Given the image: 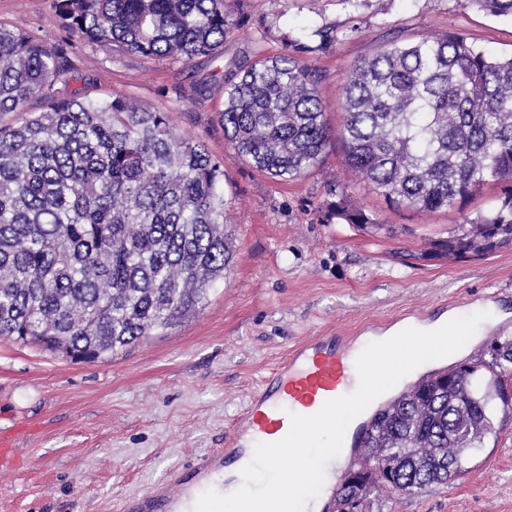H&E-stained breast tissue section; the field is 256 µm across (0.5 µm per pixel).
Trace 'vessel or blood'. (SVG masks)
Segmentation results:
<instances>
[{"instance_id":"1","label":"vessel or blood","mask_w":512,"mask_h":512,"mask_svg":"<svg viewBox=\"0 0 512 512\" xmlns=\"http://www.w3.org/2000/svg\"><path fill=\"white\" fill-rule=\"evenodd\" d=\"M353 345L322 336L293 348L274 365L262 389L235 421L225 447L170 472L166 480L129 495L124 512H216L227 485L224 470L252 460L251 446L284 438L291 414L312 415L356 390Z\"/></svg>"}]
</instances>
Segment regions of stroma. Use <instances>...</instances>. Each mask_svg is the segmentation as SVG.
<instances>
[{
    "mask_svg": "<svg viewBox=\"0 0 512 512\" xmlns=\"http://www.w3.org/2000/svg\"><path fill=\"white\" fill-rule=\"evenodd\" d=\"M236 22L219 55L150 60L67 35L56 0H0V25L48 45L70 42V89H98L167 112L180 136L224 167V222L235 250L227 279L198 312L118 354L75 362L0 339V435L22 466L0 472V512H118L123 497L221 447L267 368L310 336L350 341L416 319L486 313L452 364L490 362L512 336V250L451 262L429 254L504 185L487 180L460 208L390 206L344 167L338 142L293 181L258 172L224 142V76L236 65L296 55L317 67L330 128L351 65L392 41L458 33L512 55V20L461 0H225ZM205 85L196 95V85ZM348 185L372 233L331 214L330 185ZM466 454L460 475L404 495H372L366 512H512V407Z\"/></svg>",
    "mask_w": 512,
    "mask_h": 512,
    "instance_id": "obj_1",
    "label": "stroma"
}]
</instances>
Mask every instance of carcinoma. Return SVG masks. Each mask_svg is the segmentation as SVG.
<instances>
[{
	"label": "carcinoma",
	"mask_w": 512,
	"mask_h": 512,
	"mask_svg": "<svg viewBox=\"0 0 512 512\" xmlns=\"http://www.w3.org/2000/svg\"><path fill=\"white\" fill-rule=\"evenodd\" d=\"M512 18V0H463ZM62 27L146 58L213 56L231 30L224 0H57ZM68 43L46 46L0 26V337L81 362L110 357L181 323L225 278L224 167L169 116L123 97L68 87ZM317 68L295 56L225 75L224 140L278 181L316 169L331 134ZM33 98L47 106L28 109ZM344 164L393 207H461L483 182L507 183L496 204L432 242L445 259L512 248V57L462 34L389 43L350 68L341 87ZM348 224L385 229L331 190ZM512 368V339L491 344ZM486 364L448 369L390 400L367 425L366 459L383 466L367 499L448 482L464 453L496 433L501 378Z\"/></svg>",
	"instance_id": "carcinoma-1"
}]
</instances>
